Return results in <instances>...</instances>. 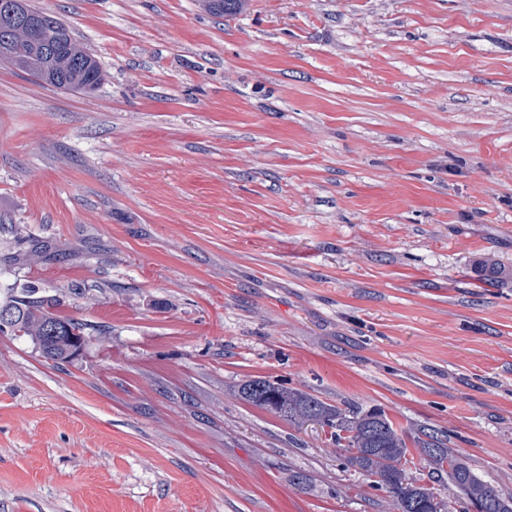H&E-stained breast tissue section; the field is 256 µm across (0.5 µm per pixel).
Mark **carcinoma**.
Instances as JSON below:
<instances>
[{
    "label": "carcinoma",
    "instance_id": "cac0c4a2",
    "mask_svg": "<svg viewBox=\"0 0 512 512\" xmlns=\"http://www.w3.org/2000/svg\"><path fill=\"white\" fill-rule=\"evenodd\" d=\"M201 5L212 15L224 16L244 10L246 0H201ZM23 8L39 17V26L0 16V40L8 42L4 62L48 86L76 93L87 92L90 84L104 78L94 54L73 37L64 22L31 0H24ZM49 250L56 261L65 260V249L39 240L30 241L28 253L39 255ZM62 306L60 297L46 295L34 285L0 300V310L13 312V336L30 339L45 361L56 368L71 364L78 346L85 347L91 336L104 333L99 325L63 313ZM237 395L295 426L319 420L328 441L342 452L345 465L384 490L395 512H448L447 501L439 492L441 486L452 490L468 510L497 493L471 470L465 456L448 447L445 431L423 426L410 437L381 409H341L305 390L278 386L262 378L241 383ZM449 459L455 463L453 471L444 469Z\"/></svg>",
    "mask_w": 512,
    "mask_h": 512
}]
</instances>
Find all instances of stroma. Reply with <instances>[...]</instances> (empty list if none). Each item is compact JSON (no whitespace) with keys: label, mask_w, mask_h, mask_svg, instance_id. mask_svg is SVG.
Masks as SVG:
<instances>
[{"label":"stroma","mask_w":512,"mask_h":512,"mask_svg":"<svg viewBox=\"0 0 512 512\" xmlns=\"http://www.w3.org/2000/svg\"><path fill=\"white\" fill-rule=\"evenodd\" d=\"M33 2L105 79L0 63V297L106 331L0 335V512H393L258 376L512 496V0ZM62 306L60 297L46 295L35 285H27L19 292L12 290L0 300V310L6 308L13 312L14 331L10 335L29 338L45 361L56 368H63L77 358L78 343L85 349L91 336L104 333L101 325L64 314Z\"/></svg>","instance_id":"stroma-1"}]
</instances>
